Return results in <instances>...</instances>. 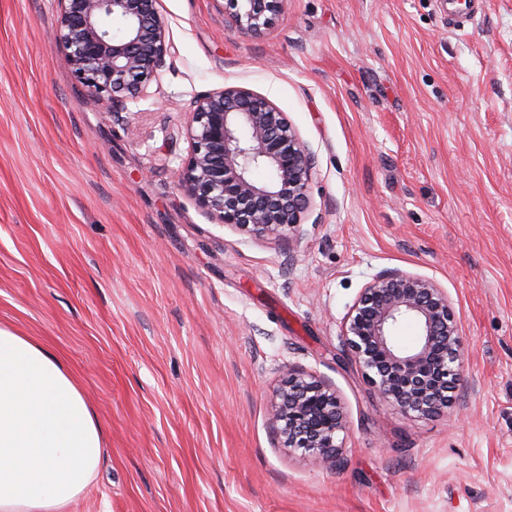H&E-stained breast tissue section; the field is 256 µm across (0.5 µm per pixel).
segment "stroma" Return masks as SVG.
I'll return each instance as SVG.
<instances>
[{
  "label": "stroma",
  "mask_w": 512,
  "mask_h": 512,
  "mask_svg": "<svg viewBox=\"0 0 512 512\" xmlns=\"http://www.w3.org/2000/svg\"><path fill=\"white\" fill-rule=\"evenodd\" d=\"M169 54L107 113L50 34L0 0V327L57 356L104 432L71 512H512V0H284L261 35L225 0H161ZM238 86L314 157L293 246L181 190L187 111ZM436 282L460 320L454 404L409 417L345 354L374 275ZM347 417L337 469L280 448L282 367Z\"/></svg>",
  "instance_id": "1"
}]
</instances>
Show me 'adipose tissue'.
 I'll use <instances>...</instances> for the list:
<instances>
[{
	"instance_id": "obj_1",
	"label": "adipose tissue",
	"mask_w": 512,
	"mask_h": 512,
	"mask_svg": "<svg viewBox=\"0 0 512 512\" xmlns=\"http://www.w3.org/2000/svg\"><path fill=\"white\" fill-rule=\"evenodd\" d=\"M102 453V428L71 372L0 328V512H65Z\"/></svg>"
}]
</instances>
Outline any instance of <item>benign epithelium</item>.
<instances>
[{"mask_svg": "<svg viewBox=\"0 0 512 512\" xmlns=\"http://www.w3.org/2000/svg\"><path fill=\"white\" fill-rule=\"evenodd\" d=\"M236 29L257 36L281 12L282 0H226ZM53 33L86 95L107 112L144 94L169 52L159 0H59ZM191 150L177 185L219 224L252 238L289 239L309 206L314 158L286 113L241 87L194 100L186 122ZM262 168L259 182L252 171ZM403 319L419 329L402 349L392 335ZM341 339L377 395L414 417L450 406L462 377L460 321L437 283L399 269L376 274L345 316ZM274 419L282 447L329 468L343 455L346 416L336 390L288 366L277 390Z\"/></svg>", "mask_w": 512, "mask_h": 512, "instance_id": "7a95c632", "label": "benign epithelium"}]
</instances>
